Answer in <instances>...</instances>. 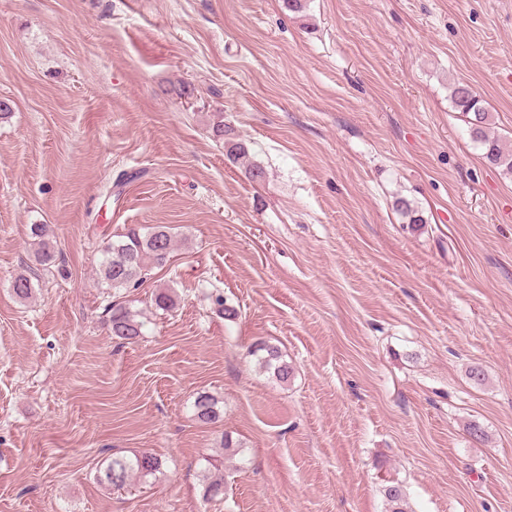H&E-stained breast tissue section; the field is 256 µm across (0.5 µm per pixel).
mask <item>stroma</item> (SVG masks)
Returning <instances> with one entry per match:
<instances>
[{"instance_id":"stroma-1","label":"stroma","mask_w":512,"mask_h":512,"mask_svg":"<svg viewBox=\"0 0 512 512\" xmlns=\"http://www.w3.org/2000/svg\"><path fill=\"white\" fill-rule=\"evenodd\" d=\"M454 81L512 146V0H0V512H387L394 482L407 512H512V175ZM158 225L177 247L118 295L143 313L122 345L100 251ZM142 452L161 473L96 483ZM451 100L454 106L469 116V131L472 139L485 150L488 161L506 172L512 173V149L491 133L489 113L482 104L479 94L468 83L454 82L451 86ZM31 245L40 265H48L55 259V248L47 224L31 225ZM249 356L260 368L273 370L274 375L280 381H287L290 377L291 369L288 363L282 361L277 347L266 342H258L250 349ZM192 412L195 419L202 424L212 423L220 417L217 401L207 393H199L195 397ZM162 467V460L150 453L112 455L96 471L95 478L99 485L119 490L129 487L134 480L155 476ZM204 472V497L207 500L223 499L224 496V477L221 473V466L217 463L218 459L205 457L203 459Z\"/></svg>"}]
</instances>
